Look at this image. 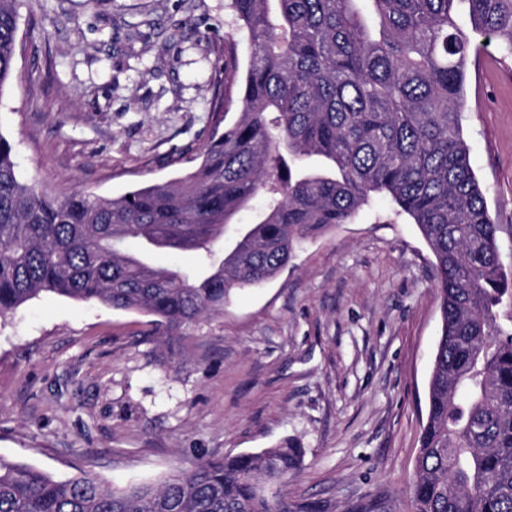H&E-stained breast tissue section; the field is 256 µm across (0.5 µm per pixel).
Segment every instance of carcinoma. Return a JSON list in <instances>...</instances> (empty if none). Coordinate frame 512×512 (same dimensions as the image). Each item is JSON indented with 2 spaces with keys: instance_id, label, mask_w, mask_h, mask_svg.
I'll return each instance as SVG.
<instances>
[{
  "instance_id": "carcinoma-1",
  "label": "carcinoma",
  "mask_w": 512,
  "mask_h": 512,
  "mask_svg": "<svg viewBox=\"0 0 512 512\" xmlns=\"http://www.w3.org/2000/svg\"><path fill=\"white\" fill-rule=\"evenodd\" d=\"M0 0V91L19 6ZM224 101L188 174L107 198L51 195L16 170L0 132V317L43 292L154 317L168 341L270 281L296 247L352 222L385 191L438 263L441 332L411 494L415 512H512V273L470 161L462 114L471 58L512 57V0H227ZM470 17L471 28L459 20ZM263 206L237 238L224 227ZM130 239L137 252L126 249ZM189 251L199 272L151 264ZM289 440L209 458L161 483L57 481L0 458V512H294L277 485L301 468Z\"/></svg>"
}]
</instances>
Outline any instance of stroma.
<instances>
[{"label": "stroma", "mask_w": 512, "mask_h": 512, "mask_svg": "<svg viewBox=\"0 0 512 512\" xmlns=\"http://www.w3.org/2000/svg\"><path fill=\"white\" fill-rule=\"evenodd\" d=\"M224 0H24L0 132L24 180L119 197L177 177L219 93ZM471 165L512 268V57L469 65ZM435 257L391 197L304 242L173 344L150 316L52 293L0 320V457L123 488L286 438L316 512H413L440 333Z\"/></svg>", "instance_id": "obj_1"}]
</instances>
